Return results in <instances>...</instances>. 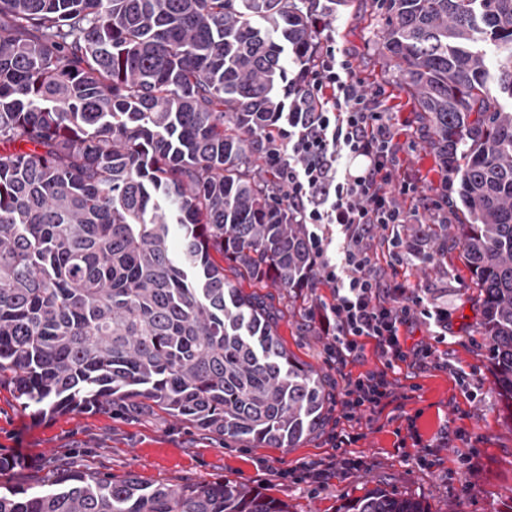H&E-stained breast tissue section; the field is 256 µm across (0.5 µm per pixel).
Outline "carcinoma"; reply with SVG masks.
<instances>
[{"label": "carcinoma", "instance_id": "cac0c4a2", "mask_svg": "<svg viewBox=\"0 0 512 512\" xmlns=\"http://www.w3.org/2000/svg\"><path fill=\"white\" fill-rule=\"evenodd\" d=\"M383 2L384 48L452 173V239L494 387L512 401V0ZM313 12L312 0H0V383L25 406L141 397L269 448L325 420L318 373L236 286L317 287L308 229L261 175ZM0 512L288 508L244 485L70 473L42 493L3 488ZM340 512L425 509L375 488Z\"/></svg>", "mask_w": 512, "mask_h": 512}]
</instances>
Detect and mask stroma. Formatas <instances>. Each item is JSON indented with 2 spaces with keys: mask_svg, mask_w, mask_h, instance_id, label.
I'll return each mask as SVG.
<instances>
[{
  "mask_svg": "<svg viewBox=\"0 0 512 512\" xmlns=\"http://www.w3.org/2000/svg\"><path fill=\"white\" fill-rule=\"evenodd\" d=\"M340 43L356 54L359 74L369 88L392 90L393 111L406 117L412 149L406 171L420 175L418 191L441 196L446 175L417 122L404 80L390 62L377 32L386 21L381 0H333ZM394 282L408 293L430 289L448 309V338L435 343L424 323L406 342L434 345L444 368L401 367L394 376L401 404L365 415L355 429L361 439L350 448L356 462L321 487L282 478V471L324 460L331 453L327 431H317L292 448H251L202 434L164 411L105 407L41 416L24 407L10 388L0 387V485L41 486L67 473L84 472L121 480L137 475L146 484L232 482L264 490L286 501L291 512H337L347 498L381 486L421 501L428 512H512V410L493 385L486 342L475 328L474 284L453 243H430L396 266ZM266 293L278 316V334L301 363L343 386L345 374L374 368L373 342L360 362L339 369L328 363L323 339L307 320L311 302L330 301L327 284L311 297ZM416 426L420 445L408 442ZM474 475L462 483L458 470Z\"/></svg>",
  "mask_w": 512,
  "mask_h": 512,
  "instance_id": "stroma-1",
  "label": "stroma"
}]
</instances>
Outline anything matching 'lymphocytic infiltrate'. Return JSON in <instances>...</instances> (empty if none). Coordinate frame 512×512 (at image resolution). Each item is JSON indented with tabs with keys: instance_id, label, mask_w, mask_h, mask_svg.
Instances as JSON below:
<instances>
[{
	"instance_id": "obj_1",
	"label": "lymphocytic infiltrate",
	"mask_w": 512,
	"mask_h": 512,
	"mask_svg": "<svg viewBox=\"0 0 512 512\" xmlns=\"http://www.w3.org/2000/svg\"><path fill=\"white\" fill-rule=\"evenodd\" d=\"M314 33L312 63L297 74L287 125L267 147L274 199L287 205L293 223L308 226L332 289L331 302L316 303L307 313L325 338L326 359L347 366L362 358L369 339L379 361L377 368L344 378L335 403L343 427L330 436L333 455L292 473L295 480L320 485L347 467L349 449L360 439L348 431V423L395 401L389 373L415 355L402 331L419 318L446 329L448 311L436 305L414 313L410 294L375 269L377 232L391 230L389 255L392 263H401L410 245L394 228L414 223L419 215L417 185L400 174L402 156L410 149L406 125L387 110L384 87L366 88L323 16H316Z\"/></svg>"
}]
</instances>
